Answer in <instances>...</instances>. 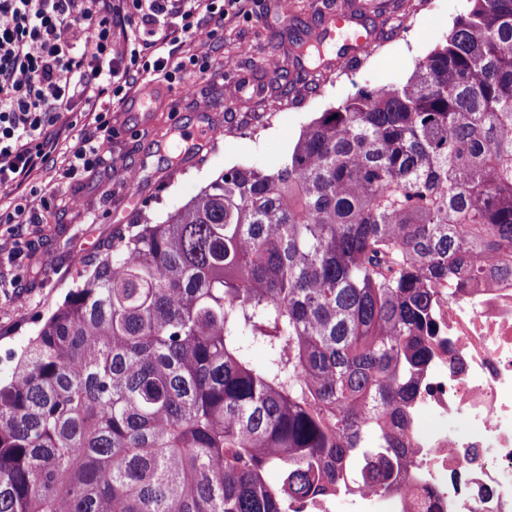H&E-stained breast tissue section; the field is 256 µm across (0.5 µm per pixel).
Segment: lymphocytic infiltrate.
<instances>
[{
  "label": "lymphocytic infiltrate",
  "instance_id": "lymphocytic-infiltrate-1",
  "mask_svg": "<svg viewBox=\"0 0 512 512\" xmlns=\"http://www.w3.org/2000/svg\"><path fill=\"white\" fill-rule=\"evenodd\" d=\"M240 0H0V232L13 236L17 260L64 184L101 160L109 114L140 78L175 84L207 73L205 57L183 52L184 38L213 39L210 18L238 11ZM88 129L72 136V115ZM58 183H38L57 153Z\"/></svg>",
  "mask_w": 512,
  "mask_h": 512
}]
</instances>
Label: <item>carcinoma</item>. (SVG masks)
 I'll list each match as a JSON object with an SVG mask.
<instances>
[{
  "mask_svg": "<svg viewBox=\"0 0 512 512\" xmlns=\"http://www.w3.org/2000/svg\"><path fill=\"white\" fill-rule=\"evenodd\" d=\"M401 87L118 225L0 379V512H295L391 487L435 293L512 277V0ZM265 359L257 364L252 350Z\"/></svg>",
  "mask_w": 512,
  "mask_h": 512,
  "instance_id": "1",
  "label": "carcinoma"
}]
</instances>
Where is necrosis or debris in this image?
<instances>
[{
    "label": "necrosis or debris",
    "mask_w": 512,
    "mask_h": 512,
    "mask_svg": "<svg viewBox=\"0 0 512 512\" xmlns=\"http://www.w3.org/2000/svg\"><path fill=\"white\" fill-rule=\"evenodd\" d=\"M436 312L444 348L417 384L404 475L301 512H512V278L452 289Z\"/></svg>",
    "instance_id": "1"
}]
</instances>
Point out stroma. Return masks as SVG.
<instances>
[{"label":"stroma","instance_id":"1","mask_svg":"<svg viewBox=\"0 0 512 512\" xmlns=\"http://www.w3.org/2000/svg\"><path fill=\"white\" fill-rule=\"evenodd\" d=\"M363 3L372 6L363 19L375 45L351 72H318L291 58L293 37L323 34L330 13ZM468 7V0H244L214 39L186 43L185 51L209 57L210 71L184 75L179 87L158 85L153 111L130 100L114 104L100 165L55 201L43 223L28 226L32 249L17 270L22 303L0 288V377L10 375L29 337L74 288L81 269L72 265L73 253L106 244L118 225L136 223L142 212L163 219L226 168L277 167L319 112L359 90L406 83ZM272 57L282 61L285 82H269L265 63ZM202 125L213 131L205 145L173 161L179 130ZM116 163L135 171L134 187L122 186ZM17 271L5 267L0 276Z\"/></svg>","mask_w":512,"mask_h":512}]
</instances>
